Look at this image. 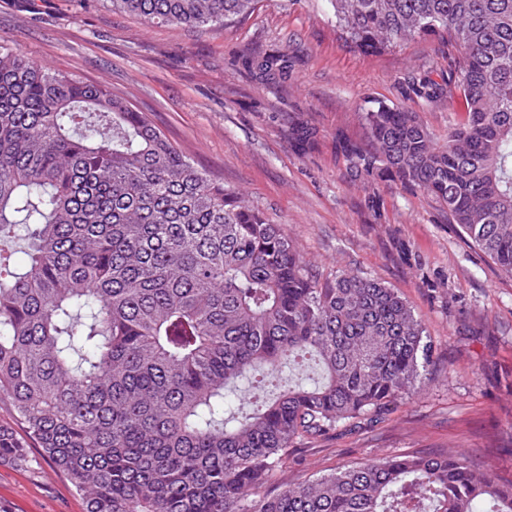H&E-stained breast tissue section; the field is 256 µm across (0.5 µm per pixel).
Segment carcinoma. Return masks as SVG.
<instances>
[{"instance_id": "obj_1", "label": "carcinoma", "mask_w": 512, "mask_h": 512, "mask_svg": "<svg viewBox=\"0 0 512 512\" xmlns=\"http://www.w3.org/2000/svg\"><path fill=\"white\" fill-rule=\"evenodd\" d=\"M109 2L205 29L259 0ZM329 3L353 48L448 43V89L424 91L461 100L444 143L381 105L344 152L442 202L512 275V0ZM430 352L394 289L323 277L107 86L0 46V399L86 512H512V481L453 454L265 493L288 449L381 420ZM1 461L29 463L2 427Z\"/></svg>"}]
</instances>
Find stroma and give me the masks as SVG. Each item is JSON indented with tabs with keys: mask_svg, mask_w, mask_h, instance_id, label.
<instances>
[{
	"mask_svg": "<svg viewBox=\"0 0 512 512\" xmlns=\"http://www.w3.org/2000/svg\"><path fill=\"white\" fill-rule=\"evenodd\" d=\"M0 45L107 85L170 141L290 237L319 273L361 272L396 290L432 342L429 375L383 422L289 449L280 477L298 484L375 456L454 452L512 479V275L473 247L432 196L364 171L366 112L417 113L445 139L448 83L436 37L381 53L341 40L328 0H262L253 14L198 32L148 26L109 0H0ZM287 60L268 76L256 58ZM309 129L297 142L294 125ZM0 463V512H85L69 476L41 460Z\"/></svg>",
	"mask_w": 512,
	"mask_h": 512,
	"instance_id": "stroma-1",
	"label": "stroma"
}]
</instances>
